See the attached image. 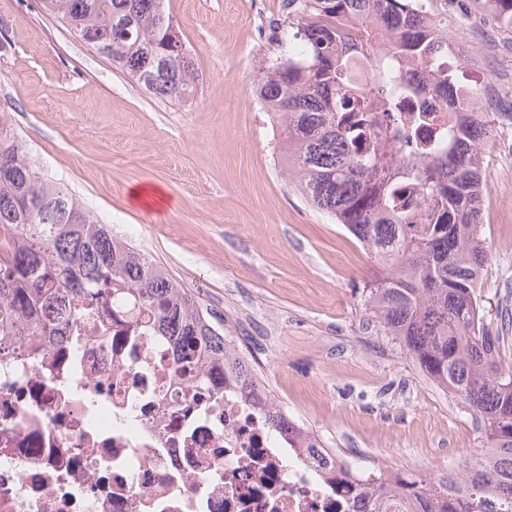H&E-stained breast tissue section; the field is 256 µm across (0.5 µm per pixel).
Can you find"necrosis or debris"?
Here are the masks:
<instances>
[{
  "mask_svg": "<svg viewBox=\"0 0 512 512\" xmlns=\"http://www.w3.org/2000/svg\"><path fill=\"white\" fill-rule=\"evenodd\" d=\"M189 381L170 347L102 311L0 354V512H365L350 458L323 470L253 400Z\"/></svg>",
  "mask_w": 512,
  "mask_h": 512,
  "instance_id": "necrosis-or-debris-1",
  "label": "necrosis or debris"
}]
</instances>
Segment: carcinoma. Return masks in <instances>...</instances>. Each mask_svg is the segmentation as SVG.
Here are the masks:
<instances>
[{
    "label": "carcinoma",
    "instance_id": "carcinoma-1",
    "mask_svg": "<svg viewBox=\"0 0 512 512\" xmlns=\"http://www.w3.org/2000/svg\"><path fill=\"white\" fill-rule=\"evenodd\" d=\"M450 0H288V53L260 68L255 94L278 129L277 147L306 200L336 219L374 258L363 306L430 380L470 410L483 445L467 461L375 485L367 512H512V360L483 314L477 284L487 261L479 220L491 127L478 85L454 97L467 61L448 55ZM512 38V0H475ZM149 93L178 103L198 69L169 51L162 0H40ZM358 60L370 85L354 83ZM430 92L455 122L430 150L396 158L376 124L412 141L403 113ZM120 300L152 319L149 332L189 351V388L267 391L224 337V321L148 257L112 237L67 188L28 161L0 115V346L58 336ZM268 419L288 432L279 404Z\"/></svg>",
    "mask_w": 512,
    "mask_h": 512
}]
</instances>
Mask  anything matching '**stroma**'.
<instances>
[{
    "mask_svg": "<svg viewBox=\"0 0 512 512\" xmlns=\"http://www.w3.org/2000/svg\"><path fill=\"white\" fill-rule=\"evenodd\" d=\"M164 8L198 64L184 104L152 97L39 0H0V113L33 166L222 313L225 336L276 401L327 446L431 472L470 458L482 443L470 411L368 324L361 300L372 259L306 202L275 154L254 82L288 40L285 0ZM448 39L469 73L512 85V44L471 27ZM507 140L512 125L497 126L486 146L478 293L512 339V159L499 156ZM142 184L164 190L162 210L131 203Z\"/></svg>",
    "mask_w": 512,
    "mask_h": 512,
    "instance_id": "35a3bbf8",
    "label": "stroma"
}]
</instances>
